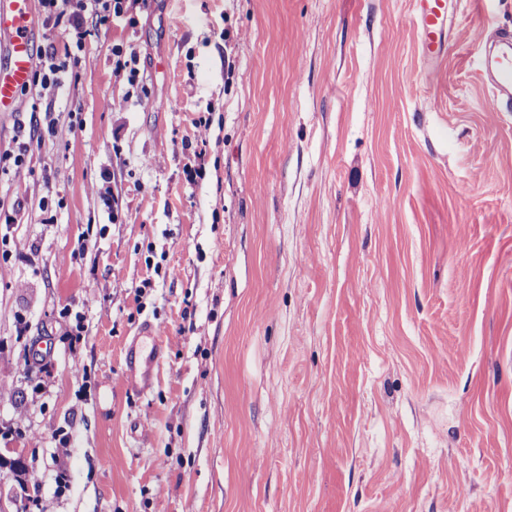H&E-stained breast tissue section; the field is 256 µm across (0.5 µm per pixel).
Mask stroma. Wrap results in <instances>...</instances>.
Wrapping results in <instances>:
<instances>
[{
	"mask_svg": "<svg viewBox=\"0 0 512 512\" xmlns=\"http://www.w3.org/2000/svg\"><path fill=\"white\" fill-rule=\"evenodd\" d=\"M413 9L151 0L86 22L54 132L0 173L20 462L0 502L512 512V112L480 78L512 0H455L435 84ZM148 323L165 354L143 392L124 351Z\"/></svg>",
	"mask_w": 512,
	"mask_h": 512,
	"instance_id": "obj_1",
	"label": "stroma"
}]
</instances>
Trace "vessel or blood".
<instances>
[{
  "instance_id": "1",
  "label": "vessel or blood",
  "mask_w": 512,
  "mask_h": 512,
  "mask_svg": "<svg viewBox=\"0 0 512 512\" xmlns=\"http://www.w3.org/2000/svg\"><path fill=\"white\" fill-rule=\"evenodd\" d=\"M418 35L421 56L428 82L440 78L448 52V0H415L413 15L408 21ZM0 32L10 37V68L0 73V112H15L21 107L19 90L30 79L33 66V22L30 0H0ZM481 79L491 93L494 111L512 110V32L500 33L484 56ZM141 338L151 339L150 350H143L140 340L125 349L127 376L139 377L141 388H148L153 369L162 360L163 347L154 342V329L144 325Z\"/></svg>"
}]
</instances>
